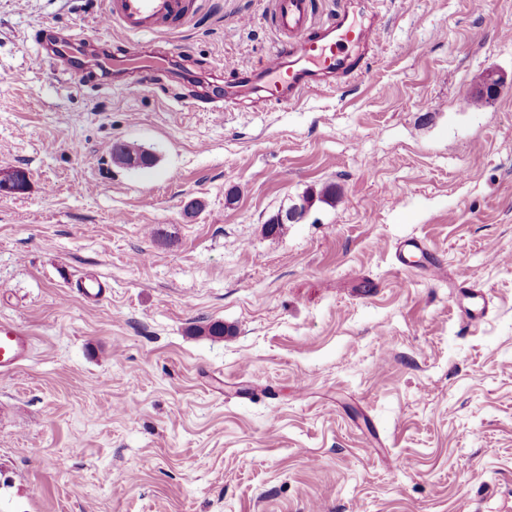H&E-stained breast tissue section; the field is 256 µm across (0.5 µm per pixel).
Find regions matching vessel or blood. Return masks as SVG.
<instances>
[{
    "label": "vessel or blood",
    "mask_w": 512,
    "mask_h": 512,
    "mask_svg": "<svg viewBox=\"0 0 512 512\" xmlns=\"http://www.w3.org/2000/svg\"><path fill=\"white\" fill-rule=\"evenodd\" d=\"M185 0H110L106 20L118 23L131 34L153 30L185 18ZM272 25L279 36V47L265 62L243 70L241 85L248 86L275 102H296L312 90L343 85L368 73V59L377 42V18L369 13L365 0H344L326 20L316 18L315 0H274ZM53 57L81 72L97 68L94 57L77 35L50 40ZM421 256L422 271L434 276L439 268L427 243L410 239L396 249L401 264ZM460 314L469 326H480L486 314V298L468 280L458 283ZM29 332L13 321H0V374L14 372L30 357Z\"/></svg>",
    "instance_id": "1"
}]
</instances>
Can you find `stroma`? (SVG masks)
I'll list each match as a JSON object with an SVG mask.
<instances>
[{"label":"stroma","mask_w":512,"mask_h":512,"mask_svg":"<svg viewBox=\"0 0 512 512\" xmlns=\"http://www.w3.org/2000/svg\"><path fill=\"white\" fill-rule=\"evenodd\" d=\"M105 4L0 0V171L29 177L0 191V320L33 341L0 375V512H512V0H372L366 78L220 113L270 0L136 35ZM49 29L156 55L103 84ZM122 141L155 165L113 166ZM411 237L438 277L397 262ZM457 288L460 292V314L462 320L471 327H478L484 322L486 298L481 291L474 290L468 279L460 280Z\"/></svg>","instance_id":"stroma-1"}]
</instances>
